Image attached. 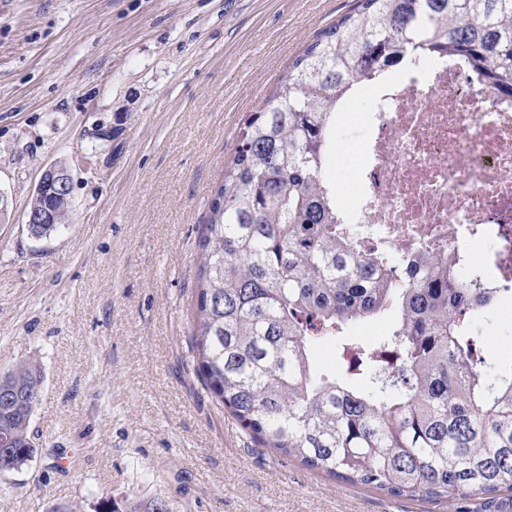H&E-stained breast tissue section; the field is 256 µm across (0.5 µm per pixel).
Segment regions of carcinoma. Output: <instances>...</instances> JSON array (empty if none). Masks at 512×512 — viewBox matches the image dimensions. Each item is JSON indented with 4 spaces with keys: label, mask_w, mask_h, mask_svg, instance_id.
<instances>
[{
    "label": "carcinoma",
    "mask_w": 512,
    "mask_h": 512,
    "mask_svg": "<svg viewBox=\"0 0 512 512\" xmlns=\"http://www.w3.org/2000/svg\"><path fill=\"white\" fill-rule=\"evenodd\" d=\"M455 54L512 95V0H358L288 69L240 135L214 189L200 243L191 339L204 386L265 448L393 497L459 499L461 512L512 507V360L485 354L478 323L512 281L476 288L456 258L406 263L368 253L338 223L323 147L338 102L381 67ZM70 198L35 185L28 208ZM402 277L388 287L382 268ZM389 314L388 334L351 344L352 365L324 373L314 351ZM0 478L36 453L40 367L0 375Z\"/></svg>",
    "instance_id": "obj_1"
}]
</instances>
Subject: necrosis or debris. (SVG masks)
<instances>
[{"instance_id":"4bbe7bcc","label":"necrosis or debris","mask_w":512,"mask_h":512,"mask_svg":"<svg viewBox=\"0 0 512 512\" xmlns=\"http://www.w3.org/2000/svg\"><path fill=\"white\" fill-rule=\"evenodd\" d=\"M359 93L370 111L340 106L333 124L368 123V141L326 144L329 160L359 172L337 182V211L364 247L392 256L463 258L474 241L495 242L471 278L485 287L512 265V99L452 54L385 69Z\"/></svg>"}]
</instances>
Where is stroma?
<instances>
[{
  "mask_svg": "<svg viewBox=\"0 0 512 512\" xmlns=\"http://www.w3.org/2000/svg\"><path fill=\"white\" fill-rule=\"evenodd\" d=\"M357 0H0V373L37 361V452L0 512H458L247 436L191 350L199 240L239 134ZM72 222L32 239L42 170ZM512 351V297L479 327Z\"/></svg>",
  "mask_w": 512,
  "mask_h": 512,
  "instance_id": "35a3bbf8",
  "label": "stroma"
}]
</instances>
